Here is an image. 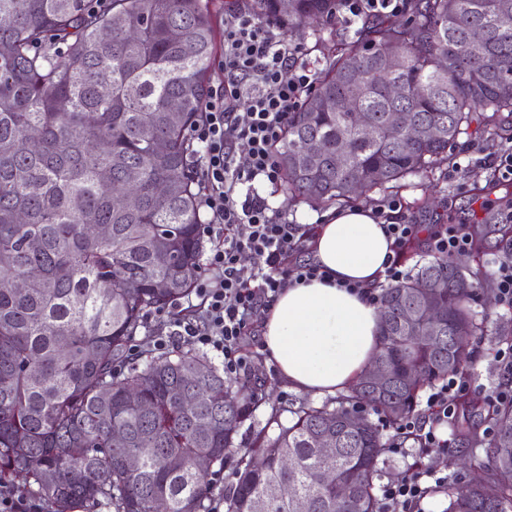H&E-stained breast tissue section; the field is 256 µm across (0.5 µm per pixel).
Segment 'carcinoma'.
<instances>
[{"label": "carcinoma", "instance_id": "obj_1", "mask_svg": "<svg viewBox=\"0 0 512 512\" xmlns=\"http://www.w3.org/2000/svg\"><path fill=\"white\" fill-rule=\"evenodd\" d=\"M211 2L0 0V484L25 474L52 512H95L104 500L115 512H153L158 502L167 512H212L209 472L197 464H221L235 452L246 404L259 402L197 350L127 361L145 316L185 297L200 273L203 186L190 130L217 52ZM338 2L245 3L291 33L313 28L327 57L277 149L288 202H350L448 158L477 114L512 118V26L501 24L505 12L512 19V0H410L398 23L365 17L354 34L325 39ZM472 26L485 32L480 57L471 51ZM390 44L401 55L392 72L381 65ZM390 83L403 88L401 98L389 97ZM358 112L371 114L376 137L360 136ZM392 112H410L440 135H385ZM33 135L36 152L27 149ZM309 140L321 141L323 153L300 156ZM160 182L163 207L153 197ZM120 191L135 194L137 205H115ZM93 224L109 225L110 234L94 235ZM32 267L42 275L21 292L14 282ZM159 281L170 288L157 291ZM437 281L448 320L429 342L403 323L421 305L419 288ZM471 295L462 270L443 257L384 289L374 360L396 376L387 394H373L360 376L336 406L303 404L277 435L256 433L224 492L226 512H348L345 498L354 512H379L385 444L361 407L392 427L424 388L463 372L478 330ZM177 389L189 403L172 399ZM463 407L494 430L489 473L448 487L445 512H512V402L466 396ZM334 419L352 427L340 430V448L326 458L317 436L336 429ZM131 457L135 469L126 465ZM325 470L339 481L323 482ZM288 484L296 496L279 494Z\"/></svg>", "mask_w": 512, "mask_h": 512}]
</instances>
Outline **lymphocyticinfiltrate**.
<instances>
[{
    "label": "lymphocytic infiltrate",
    "mask_w": 512,
    "mask_h": 512,
    "mask_svg": "<svg viewBox=\"0 0 512 512\" xmlns=\"http://www.w3.org/2000/svg\"><path fill=\"white\" fill-rule=\"evenodd\" d=\"M299 44L286 39L279 20L258 19L230 7L224 11V82L210 89L191 134L201 146V178L205 193L200 207L223 234L206 257L205 278L196 286L194 303L186 313H174L170 333L210 348L224 362V378L236 381L253 359L245 351L258 315L268 310L279 294L293 283L327 278L318 263H291L302 250L310 227L296 224L280 208L256 193L241 194L244 184L276 183L281 170L276 147L288 127L289 115L298 111L302 96L315 85L311 70L300 63ZM244 147L245 162L236 149ZM396 201H385L376 218L385 220L393 257L386 280L404 279L402 256L415 239L417 225L398 217ZM253 265L244 268L242 260ZM469 388L464 376L450 375L431 388L426 397L428 420L409 415L393 428L390 452H402L407 442L426 450L446 447L438 435L452 423L457 398ZM445 478L417 470L410 477L380 488V512H424L422 504Z\"/></svg>",
    "instance_id": "f902f5d3"
}]
</instances>
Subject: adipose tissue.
I'll use <instances>...</instances> for the list:
<instances>
[{
  "label": "adipose tissue",
  "mask_w": 512,
  "mask_h": 512,
  "mask_svg": "<svg viewBox=\"0 0 512 512\" xmlns=\"http://www.w3.org/2000/svg\"><path fill=\"white\" fill-rule=\"evenodd\" d=\"M391 244L362 206L327 212L317 225L311 250L331 279L286 288L264 320V349L292 388L333 395L369 365L381 332L372 293L385 281Z\"/></svg>",
  "instance_id": "adipose-tissue-1"
}]
</instances>
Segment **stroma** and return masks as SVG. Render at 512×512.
<instances>
[{"label": "stroma", "mask_w": 512, "mask_h": 512, "mask_svg": "<svg viewBox=\"0 0 512 512\" xmlns=\"http://www.w3.org/2000/svg\"><path fill=\"white\" fill-rule=\"evenodd\" d=\"M511 138L510 125L472 123L468 134L461 136L450 150L448 161L434 164L431 172L407 178L396 186L369 191L360 200L361 205L370 208L388 199L397 200L407 219L427 228L434 224H463L480 232L481 252L467 251L458 255L455 262L471 274L474 285L471 308L481 335L473 342L474 357L465 372L473 380L472 396L482 400L504 379L497 361L502 344L495 335L512 328V312L500 306L487 265L492 256L507 254L499 226L503 211L512 207V181L499 179L484 160L498 154ZM238 380L269 399L268 404L253 410L241 425L237 436L241 444L249 442L253 431L265 427L270 417H277L285 425L291 421V411L299 403L310 402L316 406L322 403L321 398L288 386L265 358L253 360ZM469 423L476 431L471 438L460 436L453 425L442 430L448 446L426 455L423 468L447 477L452 484L485 474L488 468L484 452L486 425L477 415L471 416Z\"/></svg>", "instance_id": "obj_1"}]
</instances>
